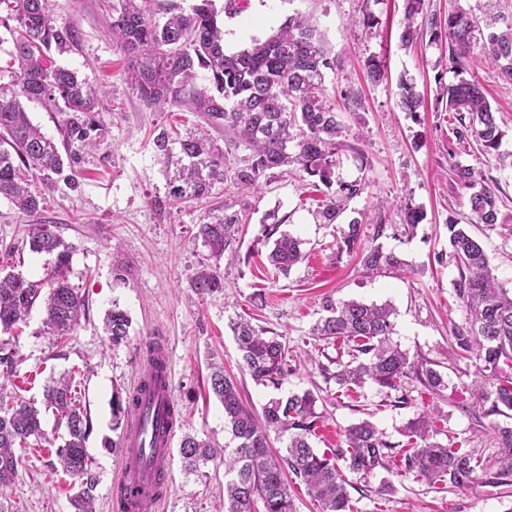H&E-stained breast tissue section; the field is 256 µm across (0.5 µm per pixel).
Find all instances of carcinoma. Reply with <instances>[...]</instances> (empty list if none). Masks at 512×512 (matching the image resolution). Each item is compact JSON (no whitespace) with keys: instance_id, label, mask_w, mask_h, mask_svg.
Segmentation results:
<instances>
[{"instance_id":"obj_1","label":"carcinoma","mask_w":512,"mask_h":512,"mask_svg":"<svg viewBox=\"0 0 512 512\" xmlns=\"http://www.w3.org/2000/svg\"><path fill=\"white\" fill-rule=\"evenodd\" d=\"M423 0H404L405 46L427 35L432 44L446 47V58L457 81L443 90L448 110L459 115V138L473 141L484 154L498 156L503 139L495 110L484 87L474 75L470 56L477 41L483 43L484 58L497 77L512 82V24L499 28L485 24L461 6L448 12L445 23L431 18L418 25ZM0 27L11 36V65L0 67V198L25 213L40 209V195L31 190L34 178L46 188L54 178L75 184L77 167L105 138L99 118L97 92L65 68L48 64V54L79 43L72 24L59 25L52 17L50 0H0ZM112 37L129 58L130 79L140 100L150 110L187 104L203 115L208 125L224 130V144L209 135L186 136L170 129L154 139L156 151L172 166L167 198L170 201L203 199L217 183L226 180L244 191L260 189L266 172L280 168L301 180L315 178L329 193L318 218L334 224L347 203L362 193L358 181L336 180L343 151L345 126L336 110V97L327 93L326 73L341 67L332 55L328 39L319 25L302 17H290L277 34L252 40L250 46L232 54L224 51V22L214 0H192L185 8L178 0H122L112 9ZM368 80L380 84L387 79L383 60L365 61ZM399 107L415 114L424 99L413 84L399 83ZM37 101L60 116L63 148L34 125L22 101ZM244 148L248 155L231 170L224 159ZM455 176L472 189L468 205L476 223H498L493 189L483 184L475 189V172L455 169ZM239 214L228 209L210 210L198 225V237L215 260H220L235 241ZM282 221L265 224L264 242H273L268 259L274 270L288 272L303 260L301 241L279 231ZM451 251L448 260L457 271L454 291L466 317L451 326L454 354L478 368L474 390L484 416L512 420V291L500 284L481 245L456 224L448 225ZM340 241L350 250L362 247L361 263L367 270H399L402 260L380 246H361L362 222L354 219L339 227ZM29 247L34 253L54 256V262L39 280H28L0 268V332L8 333L25 321L37 300H43L44 326L56 344L73 335L86 314L85 295L69 279L71 248L46 224H30L27 238L4 250ZM202 295L224 288L217 269L206 266L195 278ZM327 316L312 330L324 341L351 343L350 360L334 361L336 371L321 370L343 388L367 383L396 390L411 371L428 394L439 397L448 380L428 363H413L409 353L391 340L395 327L389 303L367 304L357 300L326 301ZM131 320L117 307L108 312L104 331L112 346L126 342ZM241 368L262 386L279 388L291 372L288 349L275 336L266 335L248 320L230 322ZM17 351L0 341V488L8 487L16 474L17 448L42 443L44 430L40 411L6 390V382L17 371ZM80 383L63 376L44 388L45 409L64 429L63 445L56 449L63 473L80 490L71 499L74 512H94L92 492L96 478L85 446L92 419L81 401ZM210 388L224 406V423L234 447L224 457V512H296L294 479L305 486L319 505V512H352L349 486L340 458L352 473L367 475L383 469L396 476L416 474L438 489L466 488L497 468L512 475V425H492L496 455L463 447L460 442L442 444L432 440L435 424L426 412L415 414L403 427L410 448L383 438L375 425L362 420L348 426L344 446L327 455L310 442L320 413L317 398L309 391L268 401L257 414L241 399L237 381L215 367ZM130 399L116 396L112 402L114 428L126 418ZM288 438L285 452L271 445L270 433ZM180 454L191 470L213 460L217 449L206 441L186 435Z\"/></svg>"}]
</instances>
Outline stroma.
<instances>
[{
  "label": "stroma",
  "mask_w": 512,
  "mask_h": 512,
  "mask_svg": "<svg viewBox=\"0 0 512 512\" xmlns=\"http://www.w3.org/2000/svg\"><path fill=\"white\" fill-rule=\"evenodd\" d=\"M118 2L51 0L57 23H73L81 32L77 46L52 53L51 61L101 89L99 110L108 129L104 145L82 163L77 187L57 182L38 213L21 212L0 199V249L20 239L26 225L37 223L56 225L72 247L70 281L88 302L74 336L57 346L45 331L44 312L37 304L5 339L18 352L21 395L34 406H41L50 379L79 372L82 401L93 422L86 446L97 478V512H111L120 469L123 432L113 426L112 400L133 389L149 340L172 356L174 399L182 411L177 436L191 434L220 449L231 446L223 408L207 389L210 366L217 362L236 379L244 402L257 411L271 398L312 392L324 414L312 439L317 450L339 448L345 428L364 419L386 440L401 442L414 410L395 407L393 401L400 392L419 398L421 385L409 377L396 393L369 384L346 390L326 380L321 364L346 350L342 343L310 334L329 300L391 303L393 342L412 361L437 364L448 379L447 390L433 400L441 410L435 421L437 441L453 438L465 447L495 453L494 420L483 416L470 392L477 368L471 361L456 360L451 350L449 326L463 323L465 313L453 292L457 270L448 261V227L460 225L478 240L494 274L512 290V168L458 139V122L441 96L442 87L456 76L440 64L441 48L428 40L402 45L404 0H244L243 8L224 20L229 53L272 36L297 14L314 18L325 31L343 62L339 71L327 74L325 86L351 90L358 98L340 112L347 149L337 173L343 180L366 183L340 222L361 220L363 244L400 256L408 265L401 273L366 270L357 253L338 251L336 226L318 223L315 216L322 191L278 169L267 172L258 194L242 193L226 182L215 185L206 201L156 211L150 198L167 191L165 165L153 144L159 131L169 126L207 130L219 141L224 133L209 129L189 106L153 112L143 105L128 79L129 59L112 42V7ZM457 2L478 16H497L499 25L512 23V0H424L423 15L445 21ZM367 11L377 17L376 28L363 25ZM372 56L382 58L388 73L378 85L368 81L364 68ZM472 56L481 64L478 76L504 133L501 149L512 152V83L483 64L481 44H474ZM403 78L424 96V111L412 115L399 108ZM458 166L473 169L478 181L494 186L497 224L476 223L468 206L470 191L454 175ZM221 205L238 211L243 224L234 259L217 263L223 291L203 296L194 280L212 261L197 226L207 209ZM410 207L422 210L424 219L407 231L403 220ZM272 215L282 220L283 231L301 240L306 255L288 274L275 277L266 270L268 249L257 241ZM115 307L131 320L127 342L117 347L102 329ZM237 317L286 342L292 372L280 388L258 385L239 368L228 327ZM42 421L47 440L42 447L19 450L15 478L0 490V512H74L71 499L77 487L55 464L61 433L52 415H43ZM166 466L171 489L154 512H224L226 477L220 461L191 472L175 447ZM384 476L381 470L347 474L353 512H512V476L490 474L465 489L438 490L411 474L393 478V492L381 495L377 489Z\"/></svg>",
  "instance_id": "obj_1"
}]
</instances>
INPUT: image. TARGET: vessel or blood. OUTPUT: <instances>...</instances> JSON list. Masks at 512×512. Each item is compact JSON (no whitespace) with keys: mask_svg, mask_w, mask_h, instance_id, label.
Wrapping results in <instances>:
<instances>
[{"mask_svg":"<svg viewBox=\"0 0 512 512\" xmlns=\"http://www.w3.org/2000/svg\"><path fill=\"white\" fill-rule=\"evenodd\" d=\"M160 382L150 397L130 409L122 440V468L119 485H139L147 488L146 496L139 498L130 512H151L160 501L151 494V485L160 477H167L163 466L169 454L177 424L171 419L175 408L172 388V367L167 351H160Z\"/></svg>","mask_w":512,"mask_h":512,"instance_id":"vessel-or-blood-1","label":"vessel or blood"}]
</instances>
